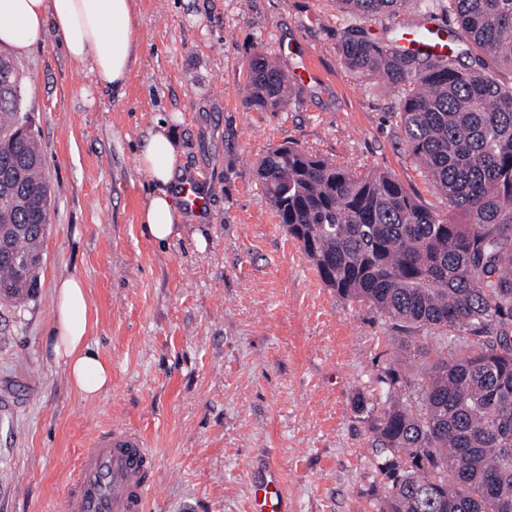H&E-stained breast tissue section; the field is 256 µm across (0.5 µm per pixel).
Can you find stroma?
<instances>
[{
  "label": "stroma",
  "instance_id": "1",
  "mask_svg": "<svg viewBox=\"0 0 512 512\" xmlns=\"http://www.w3.org/2000/svg\"><path fill=\"white\" fill-rule=\"evenodd\" d=\"M138 61L121 90L87 101L91 78L44 33L14 61L52 187L40 288L0 305V512H58L81 448L139 431L156 458L149 512H247L275 469L288 512H375L367 414L402 330L339 297L269 205L259 160L292 142L443 199L406 150L397 88L344 67L351 19L337 0H135ZM276 56L295 93L281 112L244 103L248 61ZM167 118L184 174H205L210 213L158 245L142 231L149 180L138 150ZM206 240L197 250L196 237ZM80 277L91 345L112 388L82 400L42 342L53 288Z\"/></svg>",
  "mask_w": 512,
  "mask_h": 512
}]
</instances>
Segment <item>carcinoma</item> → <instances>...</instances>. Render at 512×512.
Instances as JSON below:
<instances>
[{"label":"carcinoma","instance_id":"1","mask_svg":"<svg viewBox=\"0 0 512 512\" xmlns=\"http://www.w3.org/2000/svg\"><path fill=\"white\" fill-rule=\"evenodd\" d=\"M353 17L399 14L455 20L443 55L398 50L358 27L339 38L342 64L401 90L407 151L445 200L441 215L393 175L362 172L294 145L257 172L288 234L343 299L423 332L407 345L429 358L419 383L388 368L368 401L376 467L389 483L376 512H512V0H338ZM483 55L480 69L460 64ZM293 87L265 54L248 63L245 101L280 112ZM14 62L0 54V303L20 306L40 284L52 188L44 153L22 112Z\"/></svg>","mask_w":512,"mask_h":512}]
</instances>
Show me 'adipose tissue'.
Masks as SVG:
<instances>
[{
	"label": "adipose tissue",
	"instance_id": "ef3b65f1",
	"mask_svg": "<svg viewBox=\"0 0 512 512\" xmlns=\"http://www.w3.org/2000/svg\"><path fill=\"white\" fill-rule=\"evenodd\" d=\"M48 28L99 91L124 87L139 44L134 0H0V45L15 54H26ZM139 162L152 183L140 215L144 233L160 244L180 237L186 217L172 194L179 154L167 123L149 131ZM54 306L44 350L82 399H95L111 388L112 368L89 342L96 317L83 280L72 275L58 280Z\"/></svg>",
	"mask_w": 512,
	"mask_h": 512
}]
</instances>
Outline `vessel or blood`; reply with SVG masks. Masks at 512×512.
I'll use <instances>...</instances> for the list:
<instances>
[{"mask_svg": "<svg viewBox=\"0 0 512 512\" xmlns=\"http://www.w3.org/2000/svg\"><path fill=\"white\" fill-rule=\"evenodd\" d=\"M408 48L442 54L448 42L441 28L430 26L410 35ZM156 466L154 454L138 431L113 426L81 449L60 512H147ZM250 512H285L278 476L253 485Z\"/></svg>", "mask_w": 512, "mask_h": 512, "instance_id": "b4317fda", "label": "vessel or blood"}]
</instances>
